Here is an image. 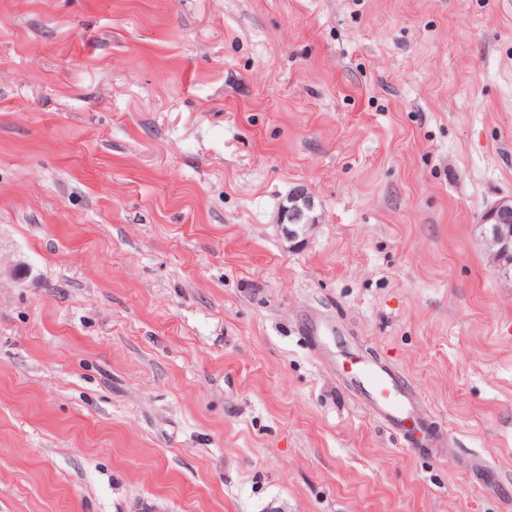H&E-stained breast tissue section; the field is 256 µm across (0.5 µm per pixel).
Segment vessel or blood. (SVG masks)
Segmentation results:
<instances>
[{"label": "vessel or blood", "mask_w": 512, "mask_h": 512, "mask_svg": "<svg viewBox=\"0 0 512 512\" xmlns=\"http://www.w3.org/2000/svg\"><path fill=\"white\" fill-rule=\"evenodd\" d=\"M341 372L362 391L371 414L390 429H405L410 422L428 426L426 409L413 405L404 378L393 365L358 355L343 364Z\"/></svg>", "instance_id": "1"}]
</instances>
